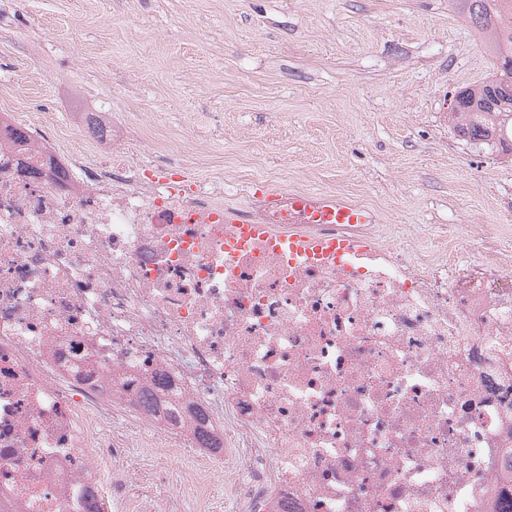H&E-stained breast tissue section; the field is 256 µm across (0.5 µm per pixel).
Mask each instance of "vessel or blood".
I'll return each mask as SVG.
<instances>
[{
  "label": "vessel or blood",
  "mask_w": 512,
  "mask_h": 512,
  "mask_svg": "<svg viewBox=\"0 0 512 512\" xmlns=\"http://www.w3.org/2000/svg\"><path fill=\"white\" fill-rule=\"evenodd\" d=\"M260 196L272 205L289 204L304 212L313 213L321 224H372L376 218L368 208L357 206L344 198L315 193H285L273 186H262Z\"/></svg>",
  "instance_id": "obj_1"
}]
</instances>
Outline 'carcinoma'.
Listing matches in <instances>:
<instances>
[{"label": "carcinoma", "instance_id": "1", "mask_svg": "<svg viewBox=\"0 0 512 512\" xmlns=\"http://www.w3.org/2000/svg\"><path fill=\"white\" fill-rule=\"evenodd\" d=\"M477 31L481 44L496 60L492 77L454 96L452 116L457 134L470 144L491 151L512 143V0H450ZM504 491L496 512H512V463L500 474Z\"/></svg>", "mask_w": 512, "mask_h": 512}]
</instances>
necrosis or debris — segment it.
<instances>
[{
	"label": "necrosis or debris",
	"instance_id": "necrosis-or-debris-1",
	"mask_svg": "<svg viewBox=\"0 0 512 512\" xmlns=\"http://www.w3.org/2000/svg\"><path fill=\"white\" fill-rule=\"evenodd\" d=\"M8 123L27 140L0 132V512H215L219 486L233 512H490L512 447L498 250L455 268L375 224L229 218L147 177L149 136L108 113L76 117L94 156ZM157 384L178 422L140 407ZM162 458L176 481L137 496Z\"/></svg>",
	"mask_w": 512,
	"mask_h": 512
}]
</instances>
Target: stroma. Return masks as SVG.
I'll return each instance as SVG.
<instances>
[{"mask_svg":"<svg viewBox=\"0 0 512 512\" xmlns=\"http://www.w3.org/2000/svg\"><path fill=\"white\" fill-rule=\"evenodd\" d=\"M493 72L448 0H0V114L69 147L72 113L106 112L225 204L339 194L462 266L512 254V156L449 119Z\"/></svg>","mask_w":512,"mask_h":512,"instance_id":"1","label":"stroma"}]
</instances>
